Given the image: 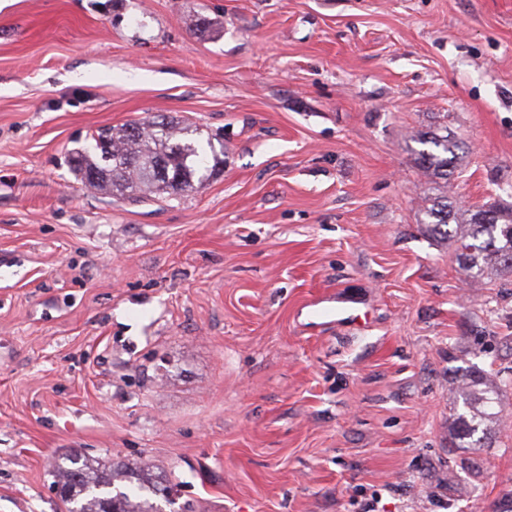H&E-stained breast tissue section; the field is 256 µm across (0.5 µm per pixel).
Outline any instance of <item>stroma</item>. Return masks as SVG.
Here are the masks:
<instances>
[{
  "instance_id": "1",
  "label": "stroma",
  "mask_w": 512,
  "mask_h": 512,
  "mask_svg": "<svg viewBox=\"0 0 512 512\" xmlns=\"http://www.w3.org/2000/svg\"><path fill=\"white\" fill-rule=\"evenodd\" d=\"M159 114L223 143L202 188L76 180ZM435 128L448 182L414 160ZM438 198L512 206V0H0V512H65L73 452L194 512H491L512 274H464ZM467 366L504 389L483 448L449 430ZM441 130L418 132L413 140L422 145H431L434 149L419 150L416 153V164L419 169L430 178H447L448 173L456 169L460 157L457 150V142L448 137V134H440Z\"/></svg>"
}]
</instances>
